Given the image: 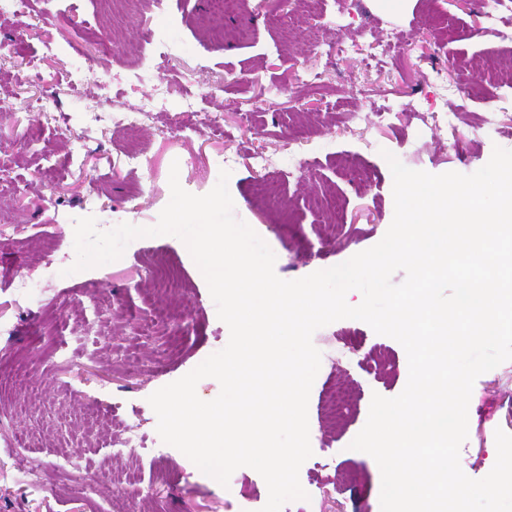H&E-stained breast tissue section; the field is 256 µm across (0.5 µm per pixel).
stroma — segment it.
Wrapping results in <instances>:
<instances>
[{
  "label": "stroma",
  "mask_w": 512,
  "mask_h": 512,
  "mask_svg": "<svg viewBox=\"0 0 512 512\" xmlns=\"http://www.w3.org/2000/svg\"><path fill=\"white\" fill-rule=\"evenodd\" d=\"M210 0H47L0 18V512H261L267 485L252 468L220 484L162 442L148 402L230 338L180 239L132 241L119 263L53 277L74 259L69 228L155 225L169 174L194 195L229 170L234 215L296 280L376 245L394 216V154L413 170L471 174L494 147L512 149V0H239L200 26ZM178 18L182 55L146 54L144 33ZM118 48L104 53L99 33ZM58 46L43 54L45 41ZM96 70L76 90L70 76ZM54 111L40 113L42 96ZM150 108L118 130L112 113ZM222 114V127L212 117ZM137 148L148 171L129 168ZM270 160L258 168L255 156ZM31 289L20 288V281ZM76 306L77 326L55 320ZM160 306L174 319L142 323ZM180 336L177 352L167 340ZM321 365L309 404L313 454L300 468L304 500L282 512H381V474L350 444L373 394L404 389L408 360L395 339L363 321L318 329ZM354 399L340 426L322 418L325 392ZM512 434V360L480 375L468 407L460 465L473 479L496 462L488 435ZM137 463L139 484L115 492L104 463Z\"/></svg>",
  "instance_id": "stroma-1"
}]
</instances>
